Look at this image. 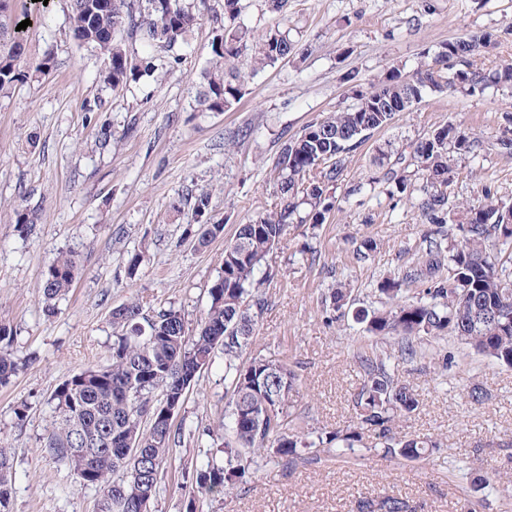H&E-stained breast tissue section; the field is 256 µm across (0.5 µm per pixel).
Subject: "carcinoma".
<instances>
[{
    "label": "carcinoma",
    "instance_id": "cac0c4a2",
    "mask_svg": "<svg viewBox=\"0 0 512 512\" xmlns=\"http://www.w3.org/2000/svg\"><path fill=\"white\" fill-rule=\"evenodd\" d=\"M15 0H0V92L9 91L26 78L21 63L27 61V41L16 31ZM72 35L81 45L103 56V79L118 91L137 77L158 70L155 56L130 60L123 34L154 48L172 51L188 39L211 10L207 0H68ZM245 0H224L213 15L212 61L203 70L195 92L199 112H226L241 98L242 88L233 63L248 55L258 71L285 60L293 51L288 32L269 28L255 32L244 21ZM492 45V35L482 33L448 42L434 59L418 68L415 76L392 73L362 94L352 106L306 126L286 141L273 162V186L279 199L274 209L239 225L234 239L224 247V265L209 288L210 306L195 333L187 335L181 311L164 309L153 316L133 299L112 310L118 336L112 342L106 366H88L74 373L55 391L54 429L43 447L63 463L85 487L102 492L98 512H150L159 481L176 444L170 422L155 424L158 406L176 396L183 403L201 370L214 352L224 351L227 384L224 462L210 456L195 467L202 491L219 492L229 482L243 478L259 462L295 467L313 464L321 456L344 458L365 447L404 460L427 459L439 452L440 442L430 436H395L392 424L417 410L414 390L401 379L395 361L416 357L430 339L454 337L475 353L512 368V205L495 201L457 212L448 186L453 161L475 155L481 144L460 126L450 123L417 139L413 151L394 153L383 176L390 196L415 200L418 221L430 225L419 246L418 262L395 277L379 283L378 291L389 303L355 318L374 336L397 341L396 360L376 350L359 351L355 360L362 383L354 394L356 420L342 429L327 431L306 443L288 431L290 408L298 390L299 375L281 360L240 357L255 344L254 311L266 301L253 287L255 273L266 262L291 227L322 224L334 204L330 187L341 181L348 154L371 133L388 127L394 114L371 109L372 95L381 90L397 98L408 95L422 102L427 92L484 91L489 83L512 87L509 71L484 73L475 58ZM417 168L418 182L408 175ZM77 261L71 254L57 258L40 288L51 301L71 287ZM422 292L410 295L411 288ZM12 331L0 324V385L16 375L18 365L9 353ZM133 442L140 448L139 470L144 481L134 479V464L120 449ZM13 460L0 446V512H10ZM472 488L486 497L512 495V480L479 477ZM356 512H413L408 501L395 497H364Z\"/></svg>",
    "mask_w": 512,
    "mask_h": 512
}]
</instances>
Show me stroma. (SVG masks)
<instances>
[{
    "instance_id": "obj_1",
    "label": "stroma",
    "mask_w": 512,
    "mask_h": 512,
    "mask_svg": "<svg viewBox=\"0 0 512 512\" xmlns=\"http://www.w3.org/2000/svg\"><path fill=\"white\" fill-rule=\"evenodd\" d=\"M68 5L18 0L19 19L30 22L31 62L48 55L55 65L0 94V323L13 332L10 351L21 366L0 386V445L13 457L11 512H96L99 491L81 486L43 446L55 426L54 391L82 367L107 364L111 312L131 299L152 315L180 310L195 331L225 244L277 202L270 170L285 141L353 105L357 93L391 72L412 77L448 41L486 31L498 43L478 66L512 61V0H288L279 13L251 0L246 23L288 31L296 52L258 72L249 57L239 58V103L227 112H198L193 95L211 58L210 17L180 48V61L156 51L155 77L115 92L102 81L98 53L73 39ZM510 111L506 87L429 94L351 152L324 224L291 227L257 272L267 303L252 353L286 360L297 371V432L333 430L352 419L359 348L397 351L352 317L381 307L379 282L416 261L426 230L409 198L374 187L382 152L407 149L455 123L485 148L458 159L452 200L485 205L488 186L512 204V154L495 145ZM103 127L112 131L105 147L98 142ZM203 192L210 209L196 223L191 207ZM26 207L37 209L39 220L22 233L15 215ZM205 223L224 232L201 247ZM365 239L377 250L361 261L356 249ZM63 253L75 256L78 274L51 309L39 285ZM339 282L350 312L330 321L329 295ZM422 348L423 355L398 365L419 399L398 431L437 439L438 453L424 461L363 451L291 469L268 464L213 496L199 493L181 471L224 445V356L216 354L174 416L179 438L151 512H186L190 502L198 512H351L371 494L408 500L414 512H464L467 478L512 473V369L453 338ZM447 353L452 363H443ZM475 384L487 393L479 404L464 396ZM19 408L24 418L16 417Z\"/></svg>"
}]
</instances>
